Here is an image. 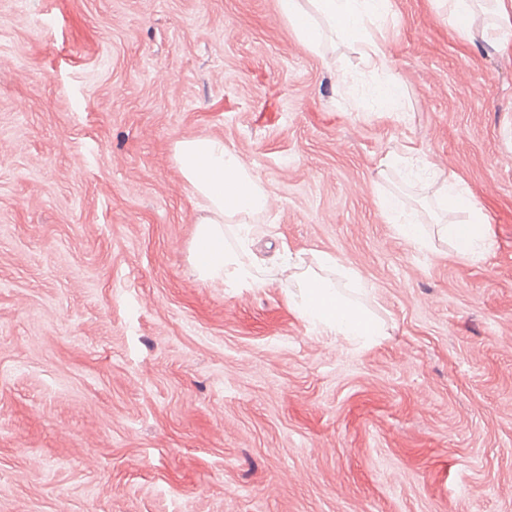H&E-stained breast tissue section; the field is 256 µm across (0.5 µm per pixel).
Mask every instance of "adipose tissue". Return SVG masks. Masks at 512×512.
Wrapping results in <instances>:
<instances>
[{"label":"adipose tissue","instance_id":"1","mask_svg":"<svg viewBox=\"0 0 512 512\" xmlns=\"http://www.w3.org/2000/svg\"><path fill=\"white\" fill-rule=\"evenodd\" d=\"M387 9L388 0H281L283 15L308 49L319 50L324 40L336 38L355 44L365 68L384 75L378 93L388 106L397 85L386 78L389 59L382 41L368 31L369 24L382 20ZM174 157L203 213L191 248L200 278L236 288L261 284L262 268L240 255L241 248L259 232L258 225L247 223V216L268 204L258 174L223 141L208 137L176 142ZM435 195L467 214L461 224L437 222L439 238L453 240L462 250L478 252L487 240L486 215L455 183L441 186ZM230 224L237 227L240 248L236 251L228 248L224 236V228ZM335 265L328 255L306 267L286 260L279 275L293 285L294 308L312 327L346 340L372 343L381 334L380 321L337 287L331 276Z\"/></svg>","mask_w":512,"mask_h":512}]
</instances>
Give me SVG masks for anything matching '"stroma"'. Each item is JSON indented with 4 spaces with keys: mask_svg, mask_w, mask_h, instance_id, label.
Returning <instances> with one entry per match:
<instances>
[{
    "mask_svg": "<svg viewBox=\"0 0 512 512\" xmlns=\"http://www.w3.org/2000/svg\"><path fill=\"white\" fill-rule=\"evenodd\" d=\"M376 35L389 109L280 0H0V512H512V43L439 0ZM200 136L272 199L258 287L190 260L173 146ZM426 177L483 252L438 238ZM289 253L358 274L376 343L298 315ZM436 198L467 212L464 224L453 222H436L437 234L444 240H453L458 247L470 253L478 252L487 240V217L482 210L465 197L457 184L449 182L435 192Z\"/></svg>",
    "mask_w": 512,
    "mask_h": 512,
    "instance_id": "35a3bbf8",
    "label": "stroma"
}]
</instances>
